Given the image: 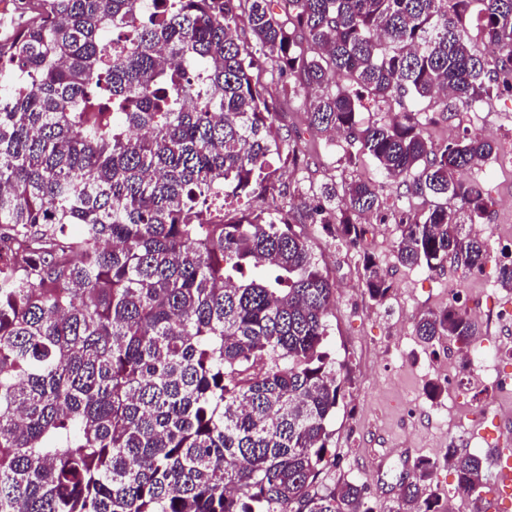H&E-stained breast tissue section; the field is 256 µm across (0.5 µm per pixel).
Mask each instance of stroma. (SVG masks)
<instances>
[{"label":"stroma","mask_w":512,"mask_h":512,"mask_svg":"<svg viewBox=\"0 0 512 512\" xmlns=\"http://www.w3.org/2000/svg\"><path fill=\"white\" fill-rule=\"evenodd\" d=\"M310 98V92L300 90L284 107L282 132L305 152L308 165L299 170L283 168L280 183L290 193L297 219L334 285L327 348L343 380L344 394L331 423L329 464L322 483L330 488L359 482L365 485L375 512H401L399 485L427 458L435 463L432 487L442 507L457 488L455 470L447 459L449 446H456L461 455L480 454L488 462L498 453L512 452V424L498 423L486 411L496 404L512 412V395L498 396L485 375L452 364L457 343L445 336L423 342L415 324L422 314L447 307L449 287L471 289L480 306L479 336L497 344L498 367L512 374V327L489 320L502 306L512 305V291L499 284L493 262L479 272L451 264L433 270L400 265L393 215L402 210L420 213L422 200L397 190L372 159L362 155L348 159L342 144L316 136L305 116ZM420 107L435 143L447 141L449 131L470 130L493 141L497 149L512 148L511 94L482 102L472 114L448 115L443 102L435 99L421 101ZM328 175L340 181H375L387 221L366 225L364 235L353 244L337 242L320 225L308 223L304 199L311 186ZM465 177L477 182L487 197L484 223L512 227V175L496 172L493 161L486 160ZM368 256L391 285L379 304L369 299L360 278ZM452 370L459 379L454 386L448 383ZM433 382L444 387L436 399L427 394Z\"/></svg>","instance_id":"35a3bbf8"}]
</instances>
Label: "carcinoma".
<instances>
[{
  "label": "carcinoma",
  "instance_id": "obj_1",
  "mask_svg": "<svg viewBox=\"0 0 512 512\" xmlns=\"http://www.w3.org/2000/svg\"><path fill=\"white\" fill-rule=\"evenodd\" d=\"M13 2L34 16L0 40V512H374L362 484L319 488L334 288L293 203L250 206L287 195L276 164L304 166L254 70L323 89L308 126L423 199L398 215L401 265L480 270L493 248L467 226L488 201L463 174L493 142L360 113L512 92V0H289L286 22L273 0ZM312 196L310 223L340 242L383 207L368 180ZM362 276L383 301L373 259ZM415 328L477 336L453 306ZM448 460L482 488L480 455ZM433 469L401 483L404 512H435ZM413 103L408 98L399 100H389L377 104L366 103L367 110L363 109L361 117L365 123L372 121L388 122L393 116L400 112H405L412 107Z\"/></svg>",
  "mask_w": 512,
  "mask_h": 512
}]
</instances>
